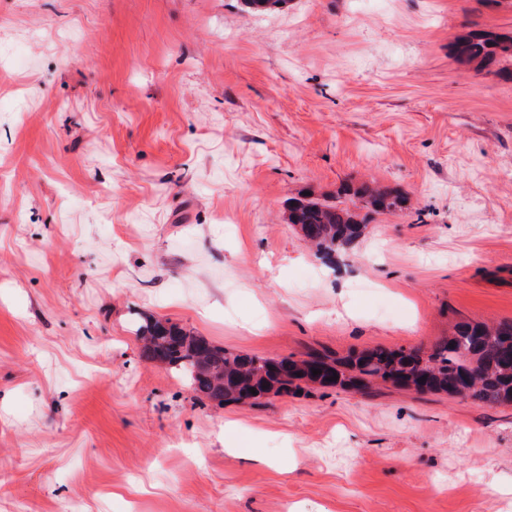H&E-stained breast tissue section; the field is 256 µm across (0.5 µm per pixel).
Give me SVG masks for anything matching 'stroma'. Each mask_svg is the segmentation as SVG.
Returning <instances> with one entry per match:
<instances>
[{
    "label": "stroma",
    "instance_id": "35a3bbf8",
    "mask_svg": "<svg viewBox=\"0 0 512 512\" xmlns=\"http://www.w3.org/2000/svg\"><path fill=\"white\" fill-rule=\"evenodd\" d=\"M469 32L512 0H0V512H512V406L218 405L136 335L344 357L512 322V62L462 65ZM365 183L405 208L314 255L290 199Z\"/></svg>",
    "mask_w": 512,
    "mask_h": 512
}]
</instances>
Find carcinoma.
Listing matches in <instances>:
<instances>
[{
    "label": "carcinoma",
    "instance_id": "carcinoma-1",
    "mask_svg": "<svg viewBox=\"0 0 512 512\" xmlns=\"http://www.w3.org/2000/svg\"><path fill=\"white\" fill-rule=\"evenodd\" d=\"M457 57L479 65L500 57L512 60V39L468 36L458 43ZM356 195L362 207L373 212L400 210L406 203L402 194L388 189L364 186ZM288 220L322 256L355 242L368 228L349 208L309 195L291 202ZM138 336L146 360L175 372L197 395L219 404L295 394L310 381L360 393L381 382L417 393L512 404V323L463 321L427 351L375 347L345 359L328 353L299 360L231 353L176 323L155 318L146 321ZM314 369L321 373L313 374ZM334 375L337 380H330Z\"/></svg>",
    "mask_w": 512,
    "mask_h": 512
}]
</instances>
